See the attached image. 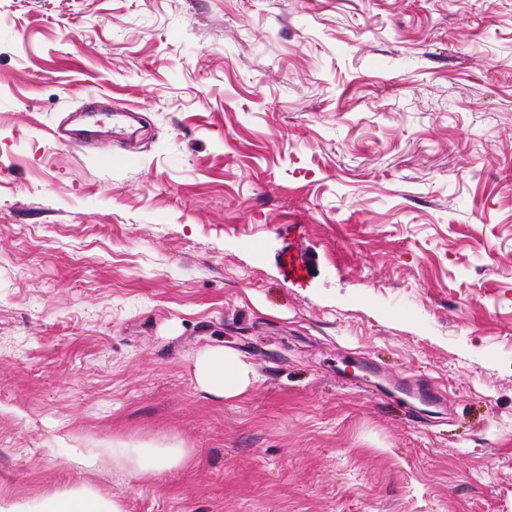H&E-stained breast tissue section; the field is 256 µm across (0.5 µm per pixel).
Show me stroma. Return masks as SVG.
<instances>
[{
  "label": "stroma",
  "instance_id": "35a3bbf8",
  "mask_svg": "<svg viewBox=\"0 0 512 512\" xmlns=\"http://www.w3.org/2000/svg\"><path fill=\"white\" fill-rule=\"evenodd\" d=\"M83 483L512 512V0H0V496ZM194 377L200 390L224 400L244 397L255 382L252 365L223 346L211 347L198 356ZM188 458L186 448L181 443H170L162 448H154L152 461H144L138 453L132 454L128 448H112V462L124 460L130 464L133 473L140 478L148 479L159 471L185 462Z\"/></svg>",
  "mask_w": 512,
  "mask_h": 512
}]
</instances>
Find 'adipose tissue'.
Returning a JSON list of instances; mask_svg holds the SVG:
<instances>
[{"instance_id":"ef3b65f1","label":"adipose tissue","mask_w":512,"mask_h":512,"mask_svg":"<svg viewBox=\"0 0 512 512\" xmlns=\"http://www.w3.org/2000/svg\"><path fill=\"white\" fill-rule=\"evenodd\" d=\"M194 377L200 390L224 400L244 397L255 382L250 363L232 350L221 346L201 353L195 361ZM112 457L130 464L133 473L148 479L188 458L181 444L170 443L155 449L152 460H142L139 454L116 448ZM0 512H125L119 498L88 484L54 492L36 501L24 498L0 497Z\"/></svg>"}]
</instances>
